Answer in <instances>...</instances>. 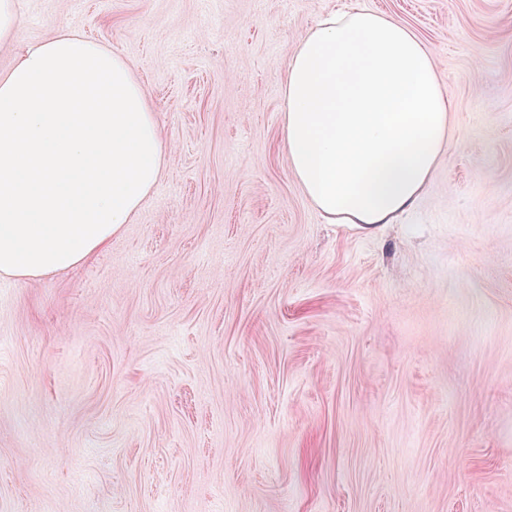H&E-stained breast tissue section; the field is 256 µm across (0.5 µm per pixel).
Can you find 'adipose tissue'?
<instances>
[{
  "mask_svg": "<svg viewBox=\"0 0 512 512\" xmlns=\"http://www.w3.org/2000/svg\"><path fill=\"white\" fill-rule=\"evenodd\" d=\"M290 171L330 224H395L428 188L452 100L403 24L332 14L298 43L282 86ZM167 143L111 46L61 29L0 73V275L67 271L101 250L159 182Z\"/></svg>",
  "mask_w": 512,
  "mask_h": 512,
  "instance_id": "ef3b65f1",
  "label": "adipose tissue"
}]
</instances>
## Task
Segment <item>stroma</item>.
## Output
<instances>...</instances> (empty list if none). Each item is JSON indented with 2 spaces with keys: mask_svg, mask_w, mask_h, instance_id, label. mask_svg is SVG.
<instances>
[{
  "mask_svg": "<svg viewBox=\"0 0 512 512\" xmlns=\"http://www.w3.org/2000/svg\"><path fill=\"white\" fill-rule=\"evenodd\" d=\"M407 26L453 101L404 223H323L282 82L332 12ZM111 46L168 141L85 263L0 278V512H512V0H18Z\"/></svg>",
  "mask_w": 512,
  "mask_h": 512,
  "instance_id": "35a3bbf8",
  "label": "stroma"
}]
</instances>
